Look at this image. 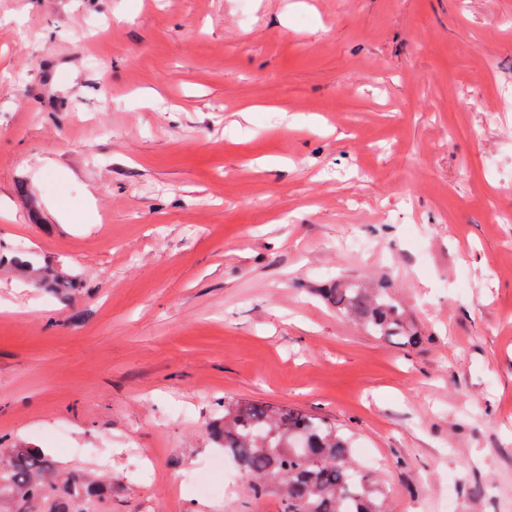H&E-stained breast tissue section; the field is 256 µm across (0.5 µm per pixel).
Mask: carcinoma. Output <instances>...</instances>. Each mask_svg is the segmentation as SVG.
<instances>
[{
	"label": "carcinoma",
	"mask_w": 512,
	"mask_h": 512,
	"mask_svg": "<svg viewBox=\"0 0 512 512\" xmlns=\"http://www.w3.org/2000/svg\"><path fill=\"white\" fill-rule=\"evenodd\" d=\"M336 309L372 336L405 347L421 337L382 288L338 284L327 291ZM224 457L249 478L253 495L275 491L282 512H386L387 489L354 466L350 437L336 424L290 407L251 400L224 401V419L212 430ZM39 448L19 446L0 459V499H18V512H84V494L104 488L71 472L61 482Z\"/></svg>",
	"instance_id": "obj_1"
}]
</instances>
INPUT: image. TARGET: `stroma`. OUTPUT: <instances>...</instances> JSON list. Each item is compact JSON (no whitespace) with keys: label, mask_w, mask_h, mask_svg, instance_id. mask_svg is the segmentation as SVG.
Instances as JSON below:
<instances>
[{"label":"stroma","mask_w":512,"mask_h":512,"mask_svg":"<svg viewBox=\"0 0 512 512\" xmlns=\"http://www.w3.org/2000/svg\"><path fill=\"white\" fill-rule=\"evenodd\" d=\"M228 398L335 422L390 512H512V0H0V451L281 512L178 492ZM327 294L340 313L359 323L371 336L396 338L404 347L419 345L421 337L384 288L337 284Z\"/></svg>","instance_id":"35a3bbf8"}]
</instances>
